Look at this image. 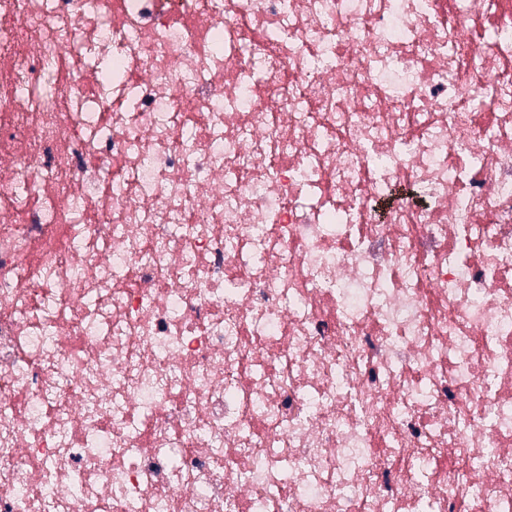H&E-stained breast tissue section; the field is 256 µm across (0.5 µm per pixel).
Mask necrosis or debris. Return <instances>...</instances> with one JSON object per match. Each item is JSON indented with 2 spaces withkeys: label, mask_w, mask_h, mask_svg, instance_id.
Masks as SVG:
<instances>
[{
  "label": "necrosis or debris",
  "mask_w": 512,
  "mask_h": 512,
  "mask_svg": "<svg viewBox=\"0 0 512 512\" xmlns=\"http://www.w3.org/2000/svg\"><path fill=\"white\" fill-rule=\"evenodd\" d=\"M512 512V0H0V512Z\"/></svg>",
  "instance_id": "necrosis-or-debris-1"
}]
</instances>
